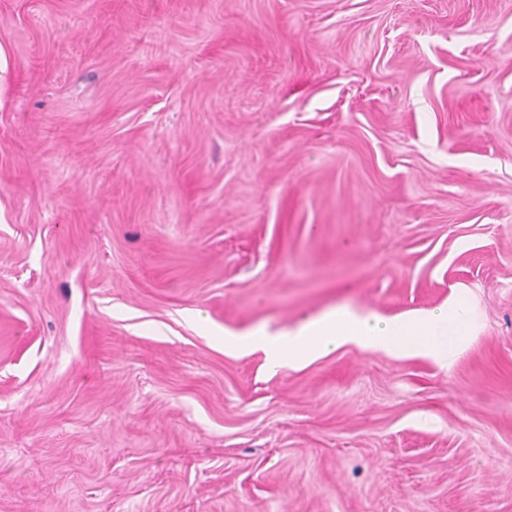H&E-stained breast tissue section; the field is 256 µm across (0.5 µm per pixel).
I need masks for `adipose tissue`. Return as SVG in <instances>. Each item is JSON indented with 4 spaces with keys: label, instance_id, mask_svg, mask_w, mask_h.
Instances as JSON below:
<instances>
[{
    "label": "adipose tissue",
    "instance_id": "ef3b65f1",
    "mask_svg": "<svg viewBox=\"0 0 512 512\" xmlns=\"http://www.w3.org/2000/svg\"><path fill=\"white\" fill-rule=\"evenodd\" d=\"M478 321V311L461 296L447 306L394 319L340 305L302 319L291 330L272 333L258 329L230 338L228 344L243 351H263L274 364L284 359L299 364L349 343L414 351L444 361L467 340Z\"/></svg>",
    "mask_w": 512,
    "mask_h": 512
}]
</instances>
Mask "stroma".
<instances>
[{
	"label": "stroma",
	"instance_id": "obj_1",
	"mask_svg": "<svg viewBox=\"0 0 512 512\" xmlns=\"http://www.w3.org/2000/svg\"><path fill=\"white\" fill-rule=\"evenodd\" d=\"M0 512H512V0H0ZM470 297L448 365L224 347Z\"/></svg>",
	"mask_w": 512,
	"mask_h": 512
}]
</instances>
